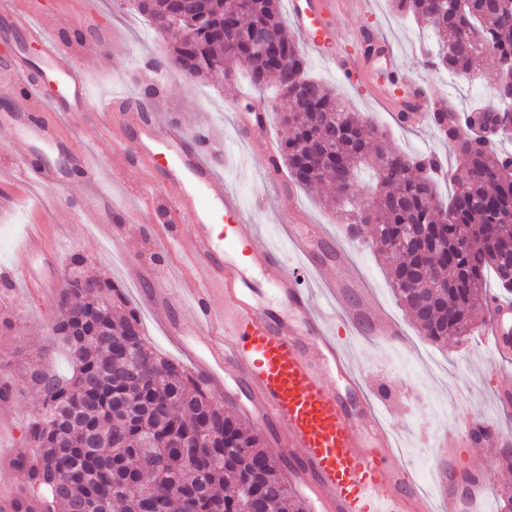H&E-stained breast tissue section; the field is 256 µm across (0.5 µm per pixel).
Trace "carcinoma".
<instances>
[{"label": "carcinoma", "instance_id": "1", "mask_svg": "<svg viewBox=\"0 0 512 512\" xmlns=\"http://www.w3.org/2000/svg\"><path fill=\"white\" fill-rule=\"evenodd\" d=\"M130 2L157 32L158 21L180 8L178 0ZM393 6L432 32L428 62L436 69L465 73L481 68L487 58L500 69L512 66V0H393ZM197 7L206 20L193 38L170 44L168 59L176 65L192 61L196 78L241 69L258 87L274 84L281 121L289 129L279 157L295 184L340 192L336 170L352 176L363 165L376 170L367 201L347 204L340 198L338 208L346 213L351 234L382 254L394 294L424 338L446 345L468 335L486 317L490 274L501 297L512 298V279L502 274L512 260V228L506 225L512 216V155L487 148L489 141L512 139V132H495L481 122L487 112H512V98L498 95L491 107L474 102L461 111L460 126L472 133L462 145L435 114L442 140L459 161L456 187L440 207L432 175L436 162L394 151L381 130L308 75L299 45L285 29L279 0H249L244 6L240 0H198ZM226 21L240 34L268 27L281 61L271 67L244 50L226 53ZM472 34L480 39L477 47L469 40ZM297 75L311 93L309 105L299 109L286 85ZM333 125L341 137L322 149L319 165H306L318 132ZM411 225L428 232L426 248L397 245ZM84 265L82 255L72 256L78 277L64 281L53 300L52 337L44 346L48 352L54 339L65 343L70 375L41 364L39 357L25 365L24 383L38 394L41 411L23 448L7 459L22 477L14 512H73L81 499L103 502L105 512H145L147 495L155 489L161 496L149 503L159 512H241L239 485L247 481L258 496L276 502L277 512H306L285 464L249 432L246 419L214 401L199 375L185 370L175 379L153 372L156 360L174 368L181 364L152 348L123 289L86 273ZM414 268V286L401 287ZM127 340L132 347H124ZM19 356L18 350L0 354V403L15 401L21 392L11 377ZM136 362L144 373L126 375ZM39 364L40 379L31 374Z\"/></svg>", "mask_w": 512, "mask_h": 512}]
</instances>
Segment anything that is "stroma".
I'll use <instances>...</instances> for the list:
<instances>
[{
  "mask_svg": "<svg viewBox=\"0 0 512 512\" xmlns=\"http://www.w3.org/2000/svg\"><path fill=\"white\" fill-rule=\"evenodd\" d=\"M99 24L112 30L111 37H96L81 16V0H43L53 16L58 36H71L79 64L90 74L91 98L85 107L88 115L99 112L102 103L115 96L127 99L152 90L157 108L177 119L186 132L206 128L213 143L211 163L225 184L241 196L249 223L258 227V240L279 248L287 243L280 234L286 224H323L347 250L351 272L372 288L374 297L403 326V342L372 340L363 336H341L353 364L366 378L368 392L381 414L387 416L399 439L402 452L394 465L411 462L427 489L436 484V461L422 434H441L457 423L463 411L471 409L497 420L512 433V416L499 414L495 395L512 390V367L501 369L488 347L475 344L474 336L460 342L438 346L418 332L410 313L398 304L386 275V266L363 241L347 236L336 206L326 196L294 186L292 181L277 182L265 174L258 141L242 132L237 113L248 104L240 93L251 94L268 114V134L274 142L288 135L280 120V101L273 86L256 90L245 77L229 81H202L165 70L144 68L142 60L153 55L165 58L167 41L157 36L143 17L129 11L127 0H94ZM333 37L347 40L353 30L368 29L386 39L398 59L394 74L402 83L421 82L440 98L466 108L475 98H492L497 75L492 60H485L479 78L451 75L427 65L425 50L433 38L415 21L398 14L391 0H364L361 10L340 11L334 18ZM309 73L337 89L352 111L362 113L385 131L389 145L398 152L414 156L426 150L448 154L449 149L435 127L399 122L362 81H341L325 61L308 56ZM60 129L74 143L90 153L101 168L104 187L112 193L116 225L113 237L102 236L90 224L81 223L86 175L75 170L61 186L38 188L32 184H0V194L10 196L0 207V315L10 318L12 330L0 333V352L22 346L38 351L50 334L55 283L73 254H82L90 271L121 284L132 307L138 308L142 328L159 353L180 360L164 331L155 326L143 309L141 288L127 283L125 260L144 267L157 280L167 281L173 293H181L182 283L173 275L172 255L158 254L155 238L175 218L169 212L168 198L151 188L154 174L147 164L132 159L114 161L119 130L113 126L86 127L61 115ZM46 224L59 256L45 259L39 244H27L25 227ZM29 245L35 259L33 271L42 284L38 298H31L22 287V274L13 266L16 250ZM39 414L34 391H26L20 401L0 405V444L17 448L25 427Z\"/></svg>",
  "mask_w": 512,
  "mask_h": 512,
  "instance_id": "35a3bbf8",
  "label": "stroma"
}]
</instances>
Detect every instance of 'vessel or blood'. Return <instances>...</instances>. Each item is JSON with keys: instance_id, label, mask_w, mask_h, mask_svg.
<instances>
[{"instance_id": "obj_1", "label": "vessel or blood", "mask_w": 512, "mask_h": 512, "mask_svg": "<svg viewBox=\"0 0 512 512\" xmlns=\"http://www.w3.org/2000/svg\"><path fill=\"white\" fill-rule=\"evenodd\" d=\"M337 1L289 0L290 22L308 52L331 63L338 74L374 80L376 61L394 66L396 54L360 29L351 38L353 51L334 49L330 28ZM11 15L15 27L37 44L39 56L19 53L8 69L0 68V91L22 90L19 101L0 113V131L9 144L27 150L5 175L30 176L53 186L58 182L54 164L47 160L33 166L29 156L46 149L66 152L88 176L84 223L103 224L111 194L99 187L89 154L75 149L49 118L53 112L83 113L90 99L87 75L53 34V17L41 0H24ZM35 64L59 80L60 96L45 98L36 83L21 86ZM378 94L393 111L407 113L418 124L441 103L419 82L400 93L382 87ZM104 109L116 114L122 132L131 135L147 164L165 158L156 184L188 231L171 228L162 237L163 247L208 272L204 283L186 289L179 300L170 289H153L148 312L183 342L194 372L211 387L223 388L228 375L246 387L251 396L247 411L259 418L273 453L288 459L291 483L314 500L319 512H479L476 503L491 474L471 471L460 453L473 446L510 447L512 435L474 412L468 413L463 429L440 435L432 445L437 478L457 474L463 488L445 491L437 500L419 490L409 469L390 467L392 428L375 411L365 378L353 370L335 329L342 324L354 334L396 342L403 331L397 320L381 312L371 290L353 298L344 280L322 276L309 245L310 236L321 235V227L310 226L305 235L285 230L293 247L289 254L255 243L239 197L205 158L207 139L186 133L160 110L139 102L116 100ZM218 296L223 299L219 306L214 303ZM479 333L492 337L498 353L512 352V307L497 306Z\"/></svg>"}]
</instances>
